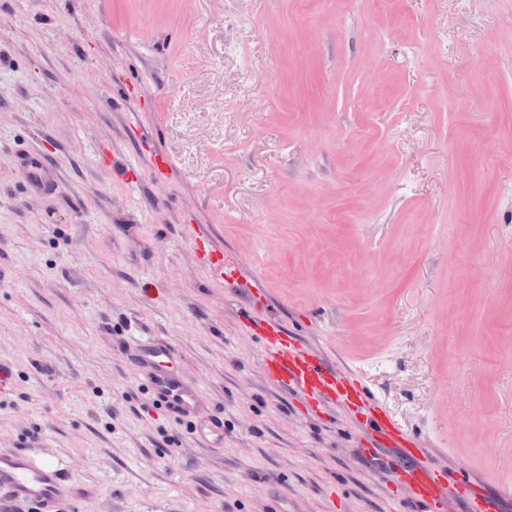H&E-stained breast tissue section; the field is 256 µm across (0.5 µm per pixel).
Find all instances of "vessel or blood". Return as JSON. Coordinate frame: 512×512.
<instances>
[{"label": "vessel or blood", "instance_id": "1", "mask_svg": "<svg viewBox=\"0 0 512 512\" xmlns=\"http://www.w3.org/2000/svg\"><path fill=\"white\" fill-rule=\"evenodd\" d=\"M17 165L36 195L58 193L59 183L40 157L22 154ZM193 241L201 253L202 269L225 276L227 284H236V277L224 272L223 251L203 236H194ZM242 322L262 345L260 369L268 383L361 416L372 448L399 450L404 459L403 465L391 468L392 480L409 490L421 512H445V469L414 446L362 384L339 374L334 365L288 336L279 323L251 311L243 313ZM121 348L127 363L147 377L153 405L172 420L194 423L202 447H223V417L214 413L198 382L169 368V361L178 356L169 340L131 336L122 341ZM91 497V491L78 485L68 467L56 460L38 456L26 445L0 448V498L12 500L23 512H82Z\"/></svg>", "mask_w": 512, "mask_h": 512}]
</instances>
